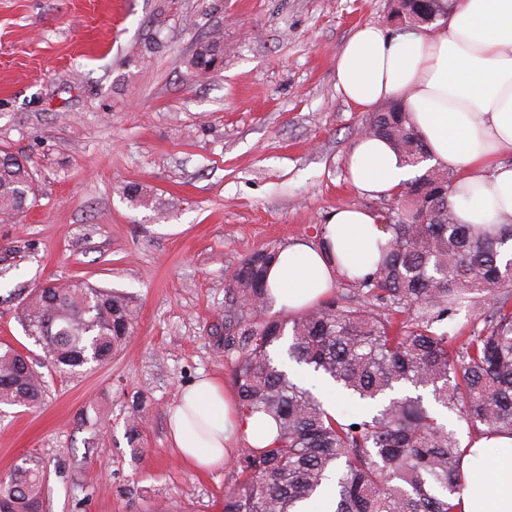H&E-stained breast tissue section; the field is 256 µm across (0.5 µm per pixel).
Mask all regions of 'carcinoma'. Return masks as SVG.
Instances as JSON below:
<instances>
[{"label":"carcinoma","instance_id":"obj_1","mask_svg":"<svg viewBox=\"0 0 512 512\" xmlns=\"http://www.w3.org/2000/svg\"><path fill=\"white\" fill-rule=\"evenodd\" d=\"M453 5L401 0L393 18L414 30ZM220 55L213 39L190 63L205 73ZM366 124L420 173L380 213L388 243L370 274L350 279L355 298L335 295L290 320L266 317L276 249L242 258L227 279L224 348L237 353L240 409L270 416L278 435L269 448L241 449L242 488L224 497V512H460L465 450L424 391L477 434H512V215L488 229L459 222L457 173L426 165V143L400 102ZM33 194V171L0 150V214L23 212ZM465 303L488 306L482 327L464 338L439 329ZM17 319L47 364L72 374L121 349L136 309L121 292L48 282L28 292ZM284 354L303 374L380 406L363 416L329 412L316 385L283 368ZM45 389L33 361L1 344L0 405L36 407ZM47 493L42 462L25 459L0 476V512H46Z\"/></svg>","mask_w":512,"mask_h":512}]
</instances>
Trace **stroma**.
I'll return each instance as SVG.
<instances>
[{
    "mask_svg": "<svg viewBox=\"0 0 512 512\" xmlns=\"http://www.w3.org/2000/svg\"><path fill=\"white\" fill-rule=\"evenodd\" d=\"M393 0H0V148L35 196L0 216V343L42 362L39 408L0 409V475L41 459L48 512H224L235 462L179 460L167 409L202 376L231 384L228 272L314 243L343 207L381 212L346 157L365 111L336 89L359 26L396 31ZM219 39L221 66L188 65ZM142 188L145 198L127 195ZM80 280L130 296L135 332L62 376L16 319L25 294Z\"/></svg>",
    "mask_w": 512,
    "mask_h": 512,
    "instance_id": "obj_1",
    "label": "stroma"
}]
</instances>
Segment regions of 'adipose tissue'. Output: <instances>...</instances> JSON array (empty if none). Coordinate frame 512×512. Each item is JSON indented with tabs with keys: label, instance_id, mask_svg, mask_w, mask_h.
Segmentation results:
<instances>
[{
	"label": "adipose tissue",
	"instance_id": "1",
	"mask_svg": "<svg viewBox=\"0 0 512 512\" xmlns=\"http://www.w3.org/2000/svg\"><path fill=\"white\" fill-rule=\"evenodd\" d=\"M336 88L368 109L398 101L425 141L435 165L456 170L452 199L464 224L493 225L512 214V0H457L433 29L392 34L358 27L336 56ZM360 192L388 196L413 175L389 144L360 136L347 156ZM389 239L377 214L334 211L322 243L291 242L267 273L277 307L299 313L327 298L337 277L374 270ZM179 458L197 470L222 466L231 434L268 447L272 419L242 414L233 393L203 377L182 390L168 415ZM462 512H512V436L475 439L462 467Z\"/></svg>",
	"mask_w": 512,
	"mask_h": 512
}]
</instances>
